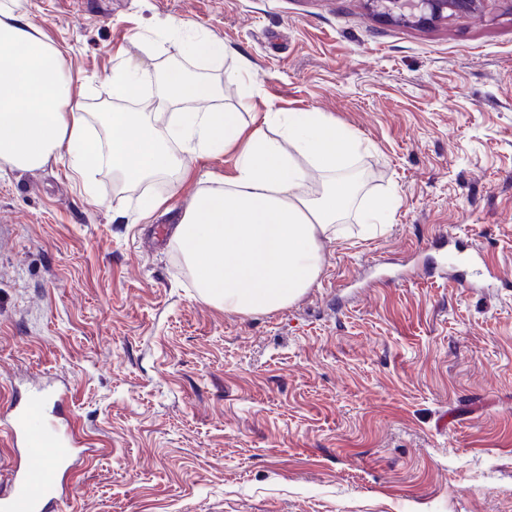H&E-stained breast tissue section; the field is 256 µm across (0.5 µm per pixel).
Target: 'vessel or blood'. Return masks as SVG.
Wrapping results in <instances>:
<instances>
[{
	"instance_id": "obj_1",
	"label": "vessel or blood",
	"mask_w": 512,
	"mask_h": 512,
	"mask_svg": "<svg viewBox=\"0 0 512 512\" xmlns=\"http://www.w3.org/2000/svg\"><path fill=\"white\" fill-rule=\"evenodd\" d=\"M60 401L48 387L38 386L0 408V433L27 462L41 465L36 473L14 468L9 490L0 492V512H45L48 503H64L58 476L75 467L79 452L72 427L51 418Z\"/></svg>"
}]
</instances>
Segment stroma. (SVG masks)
<instances>
[{
	"label": "stroma",
	"mask_w": 512,
	"mask_h": 512,
	"mask_svg": "<svg viewBox=\"0 0 512 512\" xmlns=\"http://www.w3.org/2000/svg\"><path fill=\"white\" fill-rule=\"evenodd\" d=\"M67 61L85 109L153 116L112 95L120 57L153 92L177 59L164 22L222 41L177 59L223 79L247 65L274 109L355 130L359 200L395 194L384 232L355 212L288 307L202 300L170 226L235 154L185 155L169 182L89 187L51 163L0 169V405L52 380L88 448L60 512H512V0L421 26L367 0H21ZM166 204L148 217L146 196ZM451 234L493 286L443 277Z\"/></svg>",
	"instance_id": "stroma-1"
}]
</instances>
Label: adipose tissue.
<instances>
[{"instance_id": "obj_1", "label": "adipose tissue", "mask_w": 512, "mask_h": 512, "mask_svg": "<svg viewBox=\"0 0 512 512\" xmlns=\"http://www.w3.org/2000/svg\"><path fill=\"white\" fill-rule=\"evenodd\" d=\"M167 28L176 53L206 59L223 51L182 20ZM219 95L213 81L169 70L156 103L180 110L165 134L145 113L116 110L103 113L104 135L94 137L62 52L27 21L20 0H0V164L34 170L62 162L85 178L106 169L141 185L185 178L184 153L235 151L233 174L186 201L173 238L202 299L227 313L268 314L319 277L322 243L356 198L347 167L363 143L322 112L272 110L250 129ZM314 172L324 179L315 194Z\"/></svg>"}]
</instances>
